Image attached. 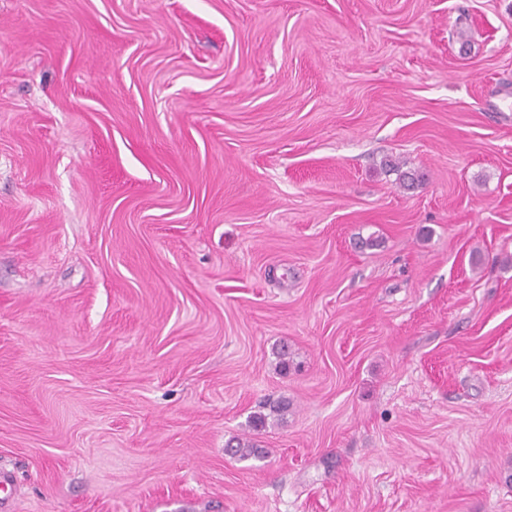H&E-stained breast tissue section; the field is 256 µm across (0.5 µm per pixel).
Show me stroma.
Instances as JSON below:
<instances>
[{"instance_id": "stroma-1", "label": "stroma", "mask_w": 512, "mask_h": 512, "mask_svg": "<svg viewBox=\"0 0 512 512\" xmlns=\"http://www.w3.org/2000/svg\"><path fill=\"white\" fill-rule=\"evenodd\" d=\"M2 473L512 512V0H0ZM263 410H269L268 413L263 411L253 413L249 418V427L253 433L250 435L257 436L268 425L269 418L283 419L284 415L288 413V402L277 401L269 403L262 407Z\"/></svg>"}]
</instances>
